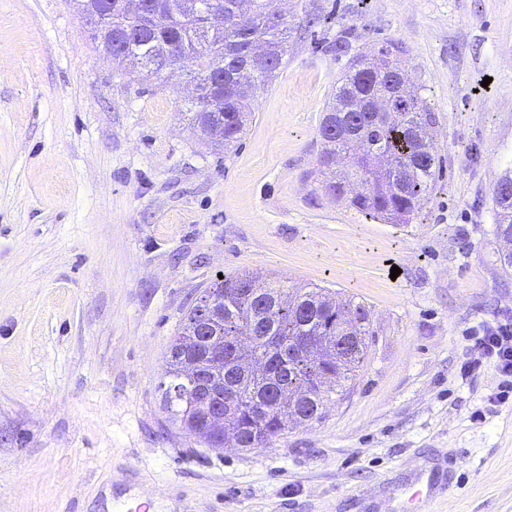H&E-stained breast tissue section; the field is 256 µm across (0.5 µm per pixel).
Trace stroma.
<instances>
[{
    "label": "stroma",
    "mask_w": 512,
    "mask_h": 512,
    "mask_svg": "<svg viewBox=\"0 0 512 512\" xmlns=\"http://www.w3.org/2000/svg\"><path fill=\"white\" fill-rule=\"evenodd\" d=\"M282 66L238 145L202 144L187 76L107 60L71 0H0V512H512V403L469 329L512 320L492 189L512 169V0H281ZM386 42L434 107L417 217L326 196L319 126ZM399 275H392V268ZM371 309L318 421L211 447L171 419L169 344L218 275ZM454 463L430 501L422 470Z\"/></svg>",
    "instance_id": "stroma-1"
}]
</instances>
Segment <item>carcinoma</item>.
<instances>
[{
    "instance_id": "carcinoma-1",
    "label": "carcinoma",
    "mask_w": 512,
    "mask_h": 512,
    "mask_svg": "<svg viewBox=\"0 0 512 512\" xmlns=\"http://www.w3.org/2000/svg\"><path fill=\"white\" fill-rule=\"evenodd\" d=\"M133 0H112L109 14L95 19L86 15L88 0H74L77 12L91 26L98 46L110 37L122 47L112 50V62H141L146 75L158 76L170 51L171 41L180 50L192 74L195 95L188 100V120L193 134L216 150L237 145L252 111L248 91L267 86L287 52L288 22L280 18L271 25L263 17L276 11L275 0H196L197 10H187L188 0H152L153 15L143 17L130 9ZM222 13L223 28L205 34L210 6ZM269 49L267 64L252 68L257 44ZM402 71L398 46L386 43L369 65L350 60L341 84L327 107L319 128L322 149L319 172L326 194L373 220L407 224L422 209L430 194L439 165L432 140V110L422 92L404 82L405 98H398L394 119L371 127L369 112L358 111L372 102L397 94L396 72ZM496 234L512 243V173L505 172L492 191ZM211 296L221 315L214 323L215 343L249 332L260 306L269 307L267 326L284 345L281 355L267 358L265 345L252 347L256 364L245 380L223 362L214 367L218 387L224 390V436L252 437L253 427L273 440L308 414L321 418L325 403L343 395L345 382L355 376L367 356L370 309L351 298H336L314 288L296 294L287 285L273 284L252 273L215 279ZM344 332L354 337L342 351L288 348L304 336L329 338ZM182 359L168 349L165 392L181 383ZM273 389L295 395L286 410H277L258 421L249 413L253 401ZM182 428L199 434L204 411L181 401L170 404Z\"/></svg>"
}]
</instances>
